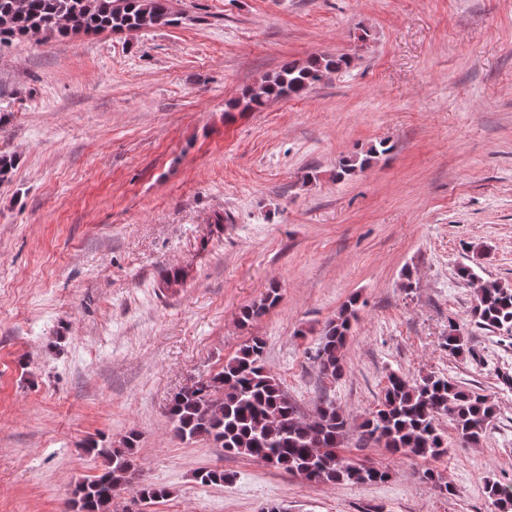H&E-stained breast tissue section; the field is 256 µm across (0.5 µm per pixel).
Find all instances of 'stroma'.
<instances>
[{
  "mask_svg": "<svg viewBox=\"0 0 512 512\" xmlns=\"http://www.w3.org/2000/svg\"><path fill=\"white\" fill-rule=\"evenodd\" d=\"M175 24L0 46V512H69L138 432L134 512H497L512 480V332L470 317L457 268L512 286V0H170ZM352 56L305 97L229 103L286 58ZM391 150L336 179L343 157ZM223 215V228L213 220ZM186 282L160 289L165 271ZM277 286L248 328L240 312ZM357 297L346 373L313 359ZM459 323L469 353L443 348ZM304 414L333 401L377 483L312 484L171 431V396L248 339ZM443 374L496 412L438 459L361 444L390 373ZM233 482L204 486L198 468ZM452 488L443 493L423 473ZM170 495L139 501L136 488ZM486 493L499 512L512 511V481H492L486 484Z\"/></svg>",
  "mask_w": 512,
  "mask_h": 512,
  "instance_id": "35a3bbf8",
  "label": "stroma"
}]
</instances>
